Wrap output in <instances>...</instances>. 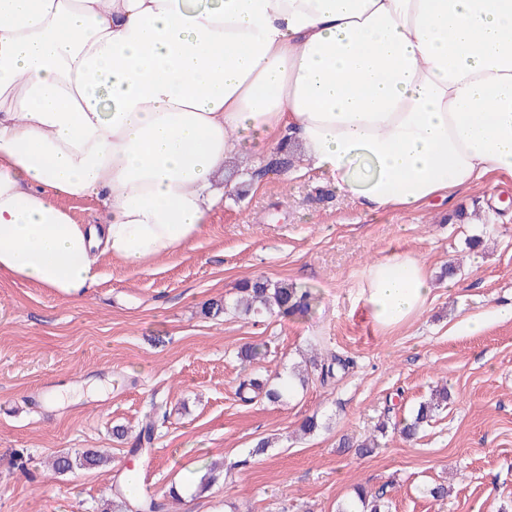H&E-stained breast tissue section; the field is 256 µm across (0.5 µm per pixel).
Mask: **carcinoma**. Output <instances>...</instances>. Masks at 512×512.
<instances>
[{"mask_svg": "<svg viewBox=\"0 0 512 512\" xmlns=\"http://www.w3.org/2000/svg\"><path fill=\"white\" fill-rule=\"evenodd\" d=\"M239 297L235 309L246 316L262 314H295L305 313L311 308L312 293L308 289L299 288L288 282H274L264 277L247 279L238 286ZM345 368V362L332 351H325L312 359L310 368L293 372V377L301 386L309 380L316 379L325 384L335 377V368ZM288 391L286 385H273L259 376H245L239 381L236 394L243 402L264 399L270 403L280 401ZM448 389L435 391L432 398L418 405L416 413L410 418L394 424L404 437L416 435L422 425L430 421L436 411L446 405ZM154 439V423L146 424L137 435L132 452L136 453L150 447ZM79 465H98L101 457L91 453L73 460L62 456L55 462V469L66 471ZM113 512H163L165 503L148 494H133L127 488L119 486L112 489ZM337 512H388L387 502L380 493H371L363 487L355 490V496L338 505Z\"/></svg>", "mask_w": 512, "mask_h": 512, "instance_id": "1", "label": "carcinoma"}]
</instances>
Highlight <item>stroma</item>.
<instances>
[{
	"label": "stroma",
	"instance_id": "obj_1",
	"mask_svg": "<svg viewBox=\"0 0 512 512\" xmlns=\"http://www.w3.org/2000/svg\"><path fill=\"white\" fill-rule=\"evenodd\" d=\"M288 156L229 160L223 205L179 258L130 267L101 257L100 279L78 300L0 277V512H102L111 485L146 460L143 492L182 489L167 512H336L359 486L384 492L389 512H512V318L496 315L512 306V175L372 213L308 167L303 149ZM246 167L259 175L242 195ZM462 208L479 220H454ZM395 253L426 263L433 292L418 317L385 331L360 283ZM256 275L310 289L311 310L239 315L237 285ZM215 300L227 310L205 314ZM481 312L487 325L470 334L464 320ZM319 342L347 361L333 383L310 382L276 404L237 398L243 373L276 379ZM256 344L263 357L242 361ZM47 378L72 397L44 407ZM442 384L448 405L417 438L393 430ZM311 415L320 427L302 434ZM149 419L153 443L131 456ZM382 423L376 453L340 447ZM263 438L270 447L252 455ZM86 451L106 463L53 470L55 457ZM246 455L250 466L235 469ZM213 463L226 472L197 492ZM443 481L446 498L427 495Z\"/></svg>",
	"mask_w": 512,
	"mask_h": 512
}]
</instances>
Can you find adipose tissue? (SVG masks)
I'll return each instance as SVG.
<instances>
[{
	"mask_svg": "<svg viewBox=\"0 0 512 512\" xmlns=\"http://www.w3.org/2000/svg\"><path fill=\"white\" fill-rule=\"evenodd\" d=\"M289 138L372 210L511 174L512 0H0V276L78 299L98 255L179 257L225 161ZM431 292L395 254L361 298L389 330Z\"/></svg>",
	"mask_w": 512,
	"mask_h": 512,
	"instance_id": "obj_1",
	"label": "adipose tissue"
}]
</instances>
